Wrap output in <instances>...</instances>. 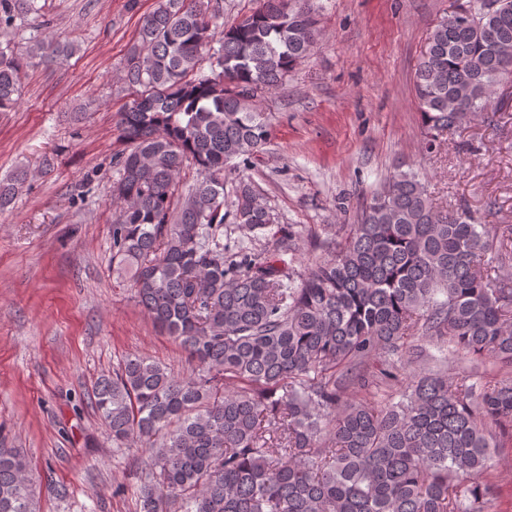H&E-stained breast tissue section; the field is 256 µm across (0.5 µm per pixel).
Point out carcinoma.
Returning a JSON list of instances; mask_svg holds the SVG:
<instances>
[{"mask_svg": "<svg viewBox=\"0 0 512 512\" xmlns=\"http://www.w3.org/2000/svg\"><path fill=\"white\" fill-rule=\"evenodd\" d=\"M52 0H0V112L25 68L71 48L43 29ZM222 0H157L122 81L128 149L110 186L112 272L179 341L191 372L126 357L92 405L116 453L147 448L139 512H485L491 448H512V376L419 372L396 402L395 360L418 338L458 358L512 367V227L438 210L411 171L394 172L331 253L296 273L279 247L224 244V222L264 233L276 222L231 169L270 136L259 105L314 47L317 0H260L220 29ZM431 31L415 103L436 149L476 112H497L512 82V0H466ZM30 29L27 41L15 31ZM193 171L188 184L184 174ZM0 182V211L25 182ZM381 359L382 367L371 369ZM0 512H37L24 455L0 448Z\"/></svg>", "mask_w": 512, "mask_h": 512, "instance_id": "1", "label": "carcinoma"}]
</instances>
